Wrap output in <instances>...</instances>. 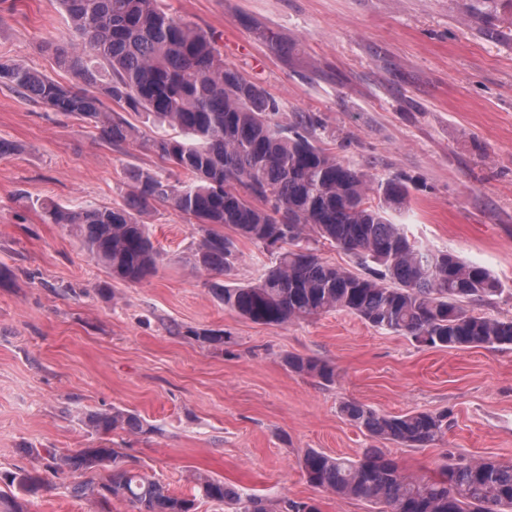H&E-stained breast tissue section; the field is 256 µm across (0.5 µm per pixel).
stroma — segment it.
<instances>
[{
    "mask_svg": "<svg viewBox=\"0 0 512 512\" xmlns=\"http://www.w3.org/2000/svg\"><path fill=\"white\" fill-rule=\"evenodd\" d=\"M210 35L226 64L281 102L287 127L314 118L319 145L376 178L400 177L410 238L486 267L500 291L474 304L512 318V0H162ZM49 0H0V59L67 84L48 43L69 38ZM139 140L97 130L0 86V498L29 449L99 446L84 424L118 408L147 434L113 432V448L176 494L199 470L241 495L304 501L319 512H369L314 487L299 460L313 448L356 457L365 431L340 405L378 412L444 411L443 441L386 445L405 474L437 475L446 452L512 462V348L448 350L331 312L281 327L225 310L188 263L196 225L166 203L145 221L161 253L143 281L111 280L80 240L45 223L40 205L112 206L132 196L129 168H160L155 129L130 112ZM238 260L228 285L255 281L270 255L223 227ZM223 331L210 346L187 329ZM330 361L336 380L297 374L285 356ZM53 478L27 512H93Z\"/></svg>",
    "mask_w": 512,
    "mask_h": 512,
    "instance_id": "1",
    "label": "stroma"
}]
</instances>
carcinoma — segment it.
<instances>
[{
    "mask_svg": "<svg viewBox=\"0 0 512 512\" xmlns=\"http://www.w3.org/2000/svg\"><path fill=\"white\" fill-rule=\"evenodd\" d=\"M50 3L66 13L73 35L46 48L75 83L63 85L0 60V85L93 126L114 145L136 139L138 130L107 102L141 113L174 131L150 139L148 146L189 176L172 181L133 167L129 179L135 194L127 204L43 207V221L74 233L111 279L140 282L155 271L160 254L140 214L168 203L195 223L211 225L193 248V267L209 276L210 291L225 309L253 323L281 326L341 311L431 348L512 346V318L470 308L500 291L490 271L434 252L394 223L393 216L408 210L403 180L373 181L315 145L304 120L290 128L275 123L280 102L224 63L212 39L168 13L161 0ZM215 225L229 226L270 250L273 261L257 281L230 286L211 279L237 260L233 240ZM322 239L349 254L360 271L319 258L311 243ZM186 335L202 344H224L220 330L189 329ZM286 362L300 375L335 381L336 370L326 360L290 355ZM341 411L375 444L355 458L307 450L300 467L310 484L341 500L362 501L372 512H512V463L450 453L440 476L424 479L405 475L378 447L431 445L442 438L447 413L387 415L354 402L343 403ZM86 425L100 438L118 429L147 432L139 416L120 410L90 413ZM40 460V467L6 479L24 493L51 495L56 485L45 473L68 471L75 476L72 496L98 512H111L114 499L134 512H197L200 498L233 505L234 512H274L268 499H244L202 472L193 477L192 493L175 495L108 446L67 455L46 448Z\"/></svg>",
    "mask_w": 512,
    "mask_h": 512,
    "instance_id": "cac0c4a2",
    "label": "carcinoma"
}]
</instances>
